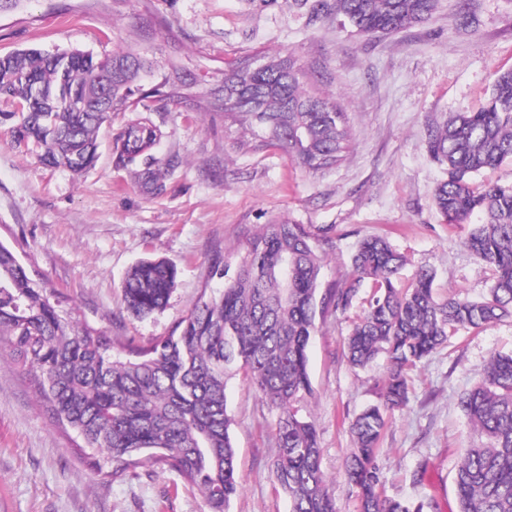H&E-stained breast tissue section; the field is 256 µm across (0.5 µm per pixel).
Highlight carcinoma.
<instances>
[{"label":"carcinoma","instance_id":"carcinoma-1","mask_svg":"<svg viewBox=\"0 0 512 512\" xmlns=\"http://www.w3.org/2000/svg\"><path fill=\"white\" fill-rule=\"evenodd\" d=\"M437 0H322L320 8L344 16L357 31L389 34L428 19ZM152 62L132 50L99 59L74 51L60 64L48 52L28 49L0 55V112L15 143L41 148L48 167L82 172L98 157V136L111 112L132 106L133 87ZM112 71L107 112H86L29 95L34 85L93 104L94 71ZM303 71L291 55L244 61L224 72V120L238 126L239 146L250 141L278 147L309 172L333 167L351 132L343 113L303 87ZM164 132L148 116L128 123L115 142L118 161L145 189L159 193L172 162L160 165L152 150ZM427 149L443 167L433 202L445 220L463 224L473 214L466 247L493 270L488 297L436 296V273L421 266L400 286L404 255L381 236L363 238L351 258L352 276L319 295L320 250L331 228L265 224L249 240L234 272L216 251L200 294L167 336L112 354V338L76 317L68 300L46 278L16 260L0 243V340L37 373L46 412L71 428L88 455L112 462V474L163 461L206 496L211 512H225L239 492L236 449L226 413V376L244 371L249 383L279 412L272 473L293 503L292 512H336L325 487L312 422L297 403L311 396L307 350L317 317L345 312L365 282L371 294L346 339L354 367L387 361L380 403L351 423L354 448L346 476L360 512H422L382 495L373 465L389 418L409 401V371L423 363L458 329H481L512 316V186L473 178L512 160V71L496 79L484 106L449 117L431 130ZM174 267L161 259L135 264L123 286L124 305L136 317L162 310L175 283ZM460 407L482 444L469 448L456 470L459 512H512V354L490 358L485 378L466 392Z\"/></svg>","mask_w":512,"mask_h":512}]
</instances>
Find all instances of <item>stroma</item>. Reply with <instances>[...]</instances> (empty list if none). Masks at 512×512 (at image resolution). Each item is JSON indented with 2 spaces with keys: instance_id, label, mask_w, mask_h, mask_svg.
Returning a JSON list of instances; mask_svg holds the SVG:
<instances>
[{
  "instance_id": "35a3bbf8",
  "label": "stroma",
  "mask_w": 512,
  "mask_h": 512,
  "mask_svg": "<svg viewBox=\"0 0 512 512\" xmlns=\"http://www.w3.org/2000/svg\"><path fill=\"white\" fill-rule=\"evenodd\" d=\"M314 0H19L0 11V55L39 48L102 58L120 48L147 56L150 89L177 60L207 99L177 93L152 113L165 136L155 152L175 167L151 194L117 165L113 139L138 111L116 112L99 132L95 165L75 174L41 164L0 125V242L68 296L87 322L126 343L168 335L188 313L214 247L236 266L248 240L276 220L328 226L333 245L322 289L342 285L359 241L386 237L407 258L409 283L421 266L437 272L439 296L485 297L493 271L464 245L467 225L447 223L433 204L441 167L427 136L450 114L486 102L495 78L512 70V0H439L425 22L388 35L360 34L343 17L314 14ZM292 54L306 87L344 112L352 141L332 169L310 173L287 152L238 146L224 120L221 81L239 62ZM144 258L173 264L167 306L138 318L123 283ZM364 306L326 312L309 349L313 397L301 413L316 429L321 468L336 512H359L344 476L353 418L379 403L385 359L352 367L344 342ZM512 351V318L451 333L411 374L409 402L395 413L375 458L385 495L423 512H458L454 476L478 444L459 406L490 357ZM242 487L228 512H290L272 477L278 413L243 374L226 388ZM72 431L45 413L34 371L0 342V512H210L202 493L164 464L100 478Z\"/></svg>"
}]
</instances>
